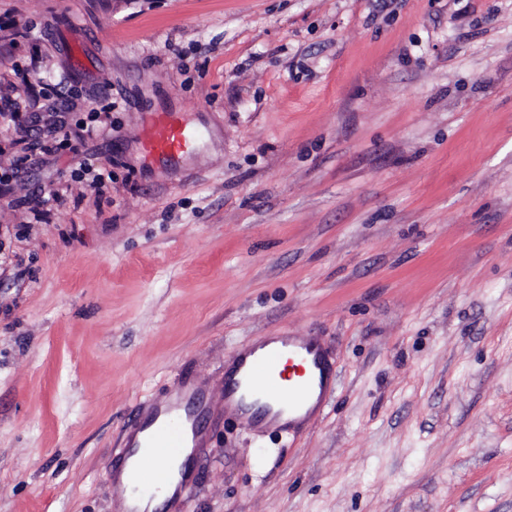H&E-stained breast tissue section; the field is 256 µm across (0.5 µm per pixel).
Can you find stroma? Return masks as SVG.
Listing matches in <instances>:
<instances>
[{
  "instance_id": "stroma-1",
  "label": "stroma",
  "mask_w": 512,
  "mask_h": 512,
  "mask_svg": "<svg viewBox=\"0 0 512 512\" xmlns=\"http://www.w3.org/2000/svg\"><path fill=\"white\" fill-rule=\"evenodd\" d=\"M0 97V512H117L125 420L279 331L325 414L214 412L188 512H512V0H0ZM200 140L196 128L182 124L169 114H158L146 128L143 146L157 160H173L188 154Z\"/></svg>"
}]
</instances>
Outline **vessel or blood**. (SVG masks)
Wrapping results in <instances>:
<instances>
[{
  "label": "vessel or blood",
  "mask_w": 512,
  "mask_h": 512,
  "mask_svg": "<svg viewBox=\"0 0 512 512\" xmlns=\"http://www.w3.org/2000/svg\"><path fill=\"white\" fill-rule=\"evenodd\" d=\"M199 139L196 128L160 114L146 128L143 146L154 159L172 160L188 154ZM336 378L335 365L317 337L269 336L234 350L224 370V409L254 431L301 428L323 414ZM210 416V407L190 386L136 415L129 429L137 441L121 457L131 466L126 512H140L138 501L167 484L156 460L159 449L173 456L198 444L195 429Z\"/></svg>",
  "instance_id": "vessel-or-blood-1"
}]
</instances>
